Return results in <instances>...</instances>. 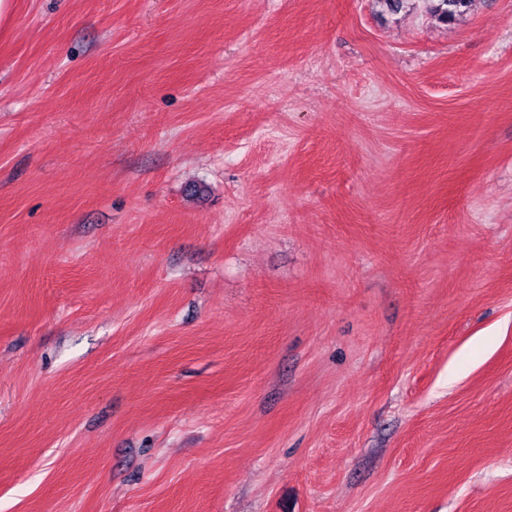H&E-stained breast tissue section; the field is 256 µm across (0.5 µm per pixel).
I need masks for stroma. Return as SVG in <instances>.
Listing matches in <instances>:
<instances>
[{
	"label": "stroma",
	"instance_id": "1",
	"mask_svg": "<svg viewBox=\"0 0 512 512\" xmlns=\"http://www.w3.org/2000/svg\"><path fill=\"white\" fill-rule=\"evenodd\" d=\"M0 512H512V0H11ZM437 3L433 6V12L437 18L444 22L455 21L458 17L467 14L475 0H432Z\"/></svg>",
	"mask_w": 512,
	"mask_h": 512
}]
</instances>
